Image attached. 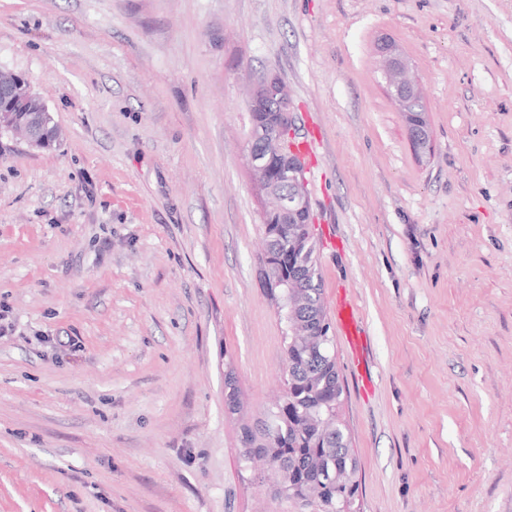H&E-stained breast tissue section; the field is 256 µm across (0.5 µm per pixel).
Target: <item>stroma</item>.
Wrapping results in <instances>:
<instances>
[{"label": "stroma", "mask_w": 512, "mask_h": 512, "mask_svg": "<svg viewBox=\"0 0 512 512\" xmlns=\"http://www.w3.org/2000/svg\"><path fill=\"white\" fill-rule=\"evenodd\" d=\"M1 68L61 140L0 134V512H304L238 446L283 389L243 97L269 72L319 140L325 302L368 338L367 394L333 341L356 512H512V0H0ZM381 55L385 62L384 75L387 91L403 114L417 153L426 155L430 153L432 145L429 128L424 118L426 109L421 107L425 103L424 97L410 76L407 60L393 44H386Z\"/></svg>", "instance_id": "obj_1"}]
</instances>
